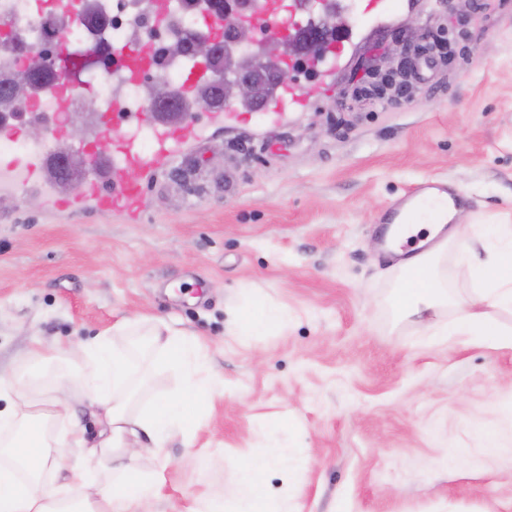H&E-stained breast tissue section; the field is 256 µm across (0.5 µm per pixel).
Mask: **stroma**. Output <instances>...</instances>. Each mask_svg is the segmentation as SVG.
<instances>
[{
  "mask_svg": "<svg viewBox=\"0 0 512 512\" xmlns=\"http://www.w3.org/2000/svg\"><path fill=\"white\" fill-rule=\"evenodd\" d=\"M308 106L280 123L209 125L143 177L138 221L62 194L0 193V383L21 389L40 340L50 373L125 319L196 335L223 381L193 440L172 434L138 464L161 483L151 512L232 495L245 457L288 418L271 491L290 512H512V346L442 338L434 322L477 306L463 255L512 225V0H394L363 14ZM462 35L453 62L415 61L410 98L357 100L369 64L407 22ZM425 181L460 197L438 280L452 300L403 317L381 247L387 214ZM287 307V328L238 342L248 292ZM96 439L103 408L42 383ZM495 430L494 445L484 433Z\"/></svg>",
  "mask_w": 512,
  "mask_h": 512,
  "instance_id": "35a3bbf8",
  "label": "stroma"
}]
</instances>
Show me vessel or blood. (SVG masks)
<instances>
[{"mask_svg":"<svg viewBox=\"0 0 512 512\" xmlns=\"http://www.w3.org/2000/svg\"><path fill=\"white\" fill-rule=\"evenodd\" d=\"M256 22L267 25L272 32L285 28L288 20L282 15L280 0H261ZM154 63V44L146 35L134 43L114 47L104 72L118 82L127 83L140 79L153 69ZM91 91L86 83L55 81L40 88L38 99L52 102L56 109L55 115L44 119L49 143L23 154L0 155V190L8 185L45 188L49 161L57 155L59 146L68 142L67 128L59 117L70 112L76 100ZM306 104L299 83L291 79L278 87L262 112L267 120L275 122L286 113L302 110ZM202 132V126L188 113L165 118L148 105L138 112H125L120 105H113L101 121V135L111 141L112 147L105 154L92 156L80 184L73 196L62 201V208H78L89 203L102 212L139 216L143 186L133 180V172L158 169L185 145L198 140ZM440 192V187L429 183L417 185L394 215V223H402L417 204Z\"/></svg>","mask_w":512,"mask_h":512,"instance_id":"1","label":"vessel or blood"}]
</instances>
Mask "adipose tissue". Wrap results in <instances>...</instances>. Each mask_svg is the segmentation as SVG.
Wrapping results in <instances>:
<instances>
[{
    "instance_id": "1",
    "label": "adipose tissue",
    "mask_w": 512,
    "mask_h": 512,
    "mask_svg": "<svg viewBox=\"0 0 512 512\" xmlns=\"http://www.w3.org/2000/svg\"><path fill=\"white\" fill-rule=\"evenodd\" d=\"M438 255L432 249L394 264V302L401 313L421 314L447 304L448 290L437 281ZM474 289L485 311H460L454 320L439 326V335L512 344V329H500L492 316L496 309L512 310V233L498 241L486 260L476 262ZM287 326V311L254 293L237 316L235 334L245 341ZM131 327V321H119L111 332L99 334L75 352L85 362L80 374L85 397L105 410L106 427L98 446L88 445L83 432L68 426L59 409L38 410L26 399H9L0 407V512H148L159 481L139 468V452L129 447V437L143 434L160 443L176 430L192 435L201 409L220 381L194 335L151 323L152 366L177 368L181 384L175 395L156 400L143 412H133L130 382L135 366L127 350L111 343L112 337L128 335ZM72 447L85 449L91 458L102 447L124 448L128 454L115 456L111 479L100 484L92 469L69 455ZM279 460V446L272 440L265 453L242 462L236 477L235 510H228L218 497L205 501L198 512H285L287 495L272 497L265 482L266 472Z\"/></svg>"
}]
</instances>
